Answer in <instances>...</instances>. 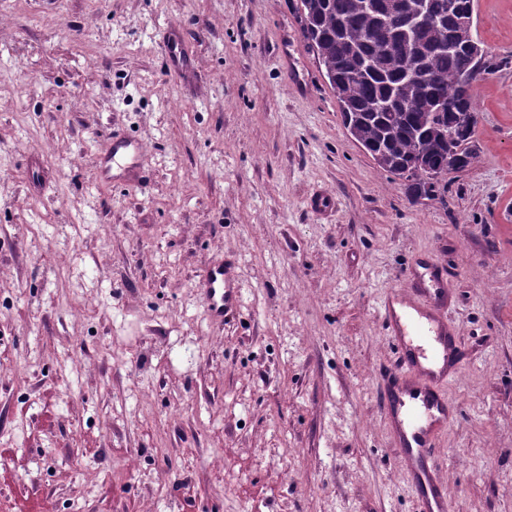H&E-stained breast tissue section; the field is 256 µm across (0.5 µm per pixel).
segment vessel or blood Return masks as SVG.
Instances as JSON below:
<instances>
[{"label": "vessel or blood", "instance_id": "obj_1", "mask_svg": "<svg viewBox=\"0 0 512 512\" xmlns=\"http://www.w3.org/2000/svg\"><path fill=\"white\" fill-rule=\"evenodd\" d=\"M149 163L138 139L109 132L96 160L95 176L110 185L128 180L145 184ZM236 256L210 261L199 281L204 309L211 320L240 314L246 284ZM446 266L427 257L404 274L408 291H387L379 303L383 330L395 347L375 369L381 408L409 475L416 512H449L436 441L454 417L446 386L464 367V357L444 313L448 305Z\"/></svg>", "mask_w": 512, "mask_h": 512}]
</instances>
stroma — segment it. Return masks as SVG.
<instances>
[{
    "instance_id": "obj_1",
    "label": "stroma",
    "mask_w": 512,
    "mask_h": 512,
    "mask_svg": "<svg viewBox=\"0 0 512 512\" xmlns=\"http://www.w3.org/2000/svg\"><path fill=\"white\" fill-rule=\"evenodd\" d=\"M475 24L499 67L474 158L413 203L294 0H0V512H183L188 489L195 512H415L374 368L380 298L423 254L466 355L451 512H512V0ZM107 128L143 142L147 187L97 182ZM226 253L247 288L217 323L197 285Z\"/></svg>"
}]
</instances>
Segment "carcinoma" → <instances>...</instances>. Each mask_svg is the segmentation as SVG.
Returning <instances> with one entry per match:
<instances>
[{
  "instance_id": "cac0c4a2",
  "label": "carcinoma",
  "mask_w": 512,
  "mask_h": 512,
  "mask_svg": "<svg viewBox=\"0 0 512 512\" xmlns=\"http://www.w3.org/2000/svg\"><path fill=\"white\" fill-rule=\"evenodd\" d=\"M362 0H299L304 37L315 50L345 127L382 170L404 180L411 201L430 197L448 174L453 153L464 168L472 158L478 124L472 86L464 75L470 55L454 45V28L437 38L424 29L409 50L397 47L406 22L394 0H377L366 12ZM475 12V0H430L435 14L448 3ZM427 70L433 82L419 89L411 78Z\"/></svg>"
}]
</instances>
